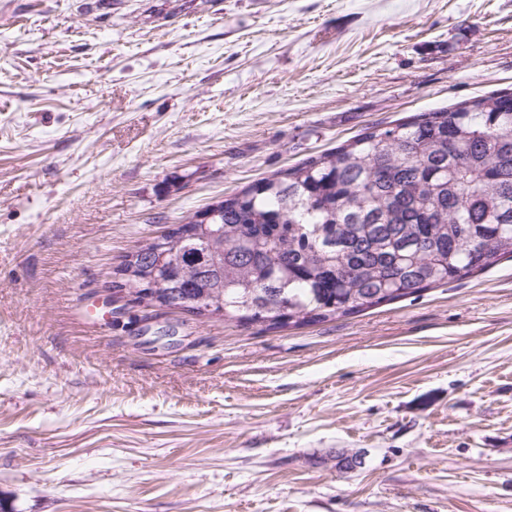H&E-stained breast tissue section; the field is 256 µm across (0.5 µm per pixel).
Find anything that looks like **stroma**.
<instances>
[{"instance_id": "obj_1", "label": "stroma", "mask_w": 512, "mask_h": 512, "mask_svg": "<svg viewBox=\"0 0 512 512\" xmlns=\"http://www.w3.org/2000/svg\"><path fill=\"white\" fill-rule=\"evenodd\" d=\"M509 89L512 0H0V504L512 512V260L300 327L102 305L183 216Z\"/></svg>"}]
</instances>
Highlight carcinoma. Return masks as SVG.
<instances>
[{
	"mask_svg": "<svg viewBox=\"0 0 512 512\" xmlns=\"http://www.w3.org/2000/svg\"><path fill=\"white\" fill-rule=\"evenodd\" d=\"M215 207L135 251L113 287L282 328L466 279L512 258V93L366 131Z\"/></svg>",
	"mask_w": 512,
	"mask_h": 512,
	"instance_id": "1",
	"label": "carcinoma"
}]
</instances>
